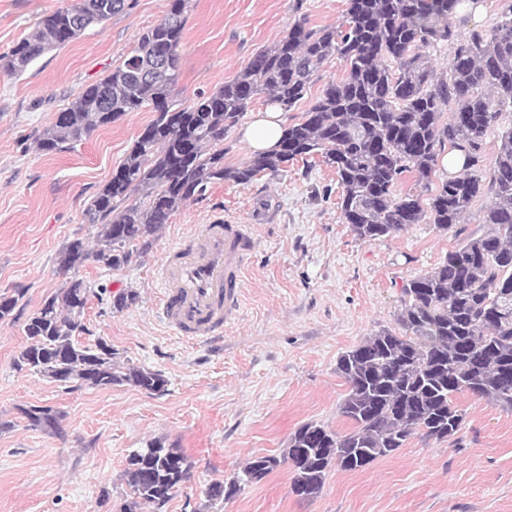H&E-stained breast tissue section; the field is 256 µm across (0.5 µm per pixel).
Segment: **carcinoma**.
<instances>
[{
	"label": "carcinoma",
	"instance_id": "1",
	"mask_svg": "<svg viewBox=\"0 0 512 512\" xmlns=\"http://www.w3.org/2000/svg\"><path fill=\"white\" fill-rule=\"evenodd\" d=\"M191 0H168L165 17L103 79L85 87L38 139L44 154L62 151L128 112H153L134 147L86 210L99 226L96 248L69 242L60 269L91 261L119 269L137 261L171 215L204 196L216 182L246 184L298 158L319 153L336 168L343 221L364 241L394 236L430 217L448 230L462 223L483 191L491 195L483 215L485 235L465 240L441 265L401 288L399 331L383 329L341 355L337 370L348 391L340 404L351 422L340 434L316 423L299 427L283 458L255 457L229 482L211 484L213 500L236 497L285 461L293 467L292 492L310 499L324 486L331 464L363 469L391 455L414 436L460 443L463 415L453 404L469 393L512 411V128L501 133L488 183L479 166L499 107L512 105V7L490 33L452 21L457 7L480 0H348L338 26L309 28L298 21L272 47L255 54L232 79L180 107L173 100ZM133 0H66L36 29L0 56V72L22 76L49 50H58L91 26L131 9ZM446 43L452 53L447 77L435 75L430 51ZM347 75L330 82L288 126L279 149L255 154L238 167L224 166V137L255 96L288 111L307 93L313 74L331 56ZM448 120L442 121L444 110ZM465 153L462 172L435 190L430 213L419 196L395 194L403 174L431 184L444 150ZM88 287L72 279L47 298L25 326L27 345L15 363L60 383L92 387L130 385L149 394L167 384L158 372L121 367L117 352L100 340H75L76 318ZM23 294L0 293V320ZM29 425L59 429L61 414L32 406ZM183 449L151 442L127 458L130 510L164 505L190 478Z\"/></svg>",
	"mask_w": 512,
	"mask_h": 512
}]
</instances>
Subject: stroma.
<instances>
[{
	"label": "stroma",
	"mask_w": 512,
	"mask_h": 512,
	"mask_svg": "<svg viewBox=\"0 0 512 512\" xmlns=\"http://www.w3.org/2000/svg\"><path fill=\"white\" fill-rule=\"evenodd\" d=\"M63 3L0 0V55ZM346 9L347 0H192L176 103L220 87L299 20L338 25ZM166 10L167 0H137L21 77L0 75V293H24L0 321V512H123L127 458L157 439L183 448L192 463L190 479L161 512H512V412L467 393L453 399L464 416L461 445L417 436L364 470L330 467L311 499L292 492L293 469L282 460L305 423L348 430L338 358L376 331L396 329L402 285L487 232L489 196L475 199L450 230L424 221L362 241L342 219L335 168L314 154L246 184H213L128 266L88 262L60 271L68 242L93 244L97 227L86 209L152 114L126 113L52 155L38 150V137ZM216 215L250 225L253 249L238 320L223 338L199 344L158 317V276L172 250ZM75 277L90 288L79 341H106L122 363L163 374L165 392L64 385L17 369L29 318ZM122 289L137 299L116 312L112 296ZM30 406L59 411V433L29 427L21 411ZM265 455L281 464L260 482L228 501L207 497L211 483Z\"/></svg>",
	"instance_id": "1"
}]
</instances>
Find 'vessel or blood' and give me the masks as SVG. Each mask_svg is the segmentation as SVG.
Listing matches in <instances>:
<instances>
[{
    "label": "vessel or blood",
    "mask_w": 512,
    "mask_h": 512,
    "mask_svg": "<svg viewBox=\"0 0 512 512\" xmlns=\"http://www.w3.org/2000/svg\"><path fill=\"white\" fill-rule=\"evenodd\" d=\"M248 225L218 218L200 225L192 241L161 267L160 311L164 321L187 337L219 338L240 311V286L249 264Z\"/></svg>",
    "instance_id": "obj_1"
}]
</instances>
